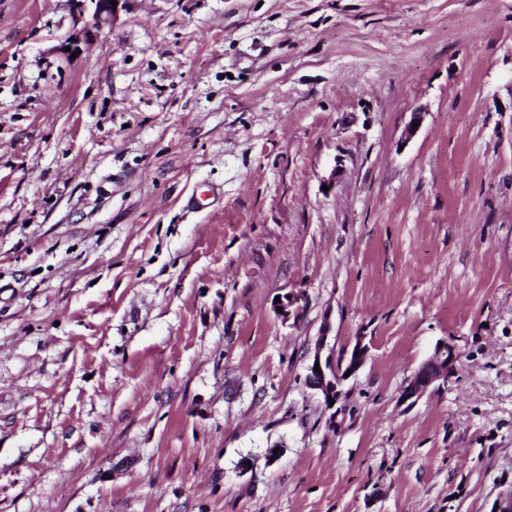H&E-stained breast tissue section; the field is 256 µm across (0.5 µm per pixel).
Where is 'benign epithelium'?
I'll use <instances>...</instances> for the list:
<instances>
[{
  "label": "benign epithelium",
  "mask_w": 512,
  "mask_h": 512,
  "mask_svg": "<svg viewBox=\"0 0 512 512\" xmlns=\"http://www.w3.org/2000/svg\"><path fill=\"white\" fill-rule=\"evenodd\" d=\"M87 1L95 4L92 28L97 29L101 24L111 20L115 13L112 0H73L77 12L84 11ZM301 300L302 294L298 292H289L280 297L276 307L282 308V312L278 313L282 322L296 323L300 320L303 313ZM329 331L330 324L326 321L322 334L316 341L313 363L309 365L306 377L308 385L319 391L326 401L341 397L343 384L347 381L345 373L356 374L367 356V347L364 338L361 337L352 349L345 367L341 368L334 364L332 356H323ZM460 359L461 352L457 346L448 341L438 343L432 356L413 374L402 390L400 402L411 406L429 390L448 384V378L455 372Z\"/></svg>",
  "instance_id": "1"
}]
</instances>
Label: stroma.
Instances as JSON below:
<instances>
[{
	"instance_id": "1",
	"label": "stroma",
	"mask_w": 512,
	"mask_h": 512,
	"mask_svg": "<svg viewBox=\"0 0 512 512\" xmlns=\"http://www.w3.org/2000/svg\"><path fill=\"white\" fill-rule=\"evenodd\" d=\"M91 16L0 0V512H499L512 0H120L63 56ZM279 298L280 302L276 303V310L282 322L288 323L291 320H293V324L298 322L303 313L304 307L300 304L302 294L298 292H289ZM279 307H282V312L278 311ZM329 331L330 324L326 322L323 325L321 336H318L316 341L314 357L308 367L306 381L311 388L319 391L325 402L332 407L343 393L342 386L344 382L354 376L364 364L367 356V347L363 342V338H359L347 359L345 368L343 369L342 366L338 367L337 364H334L330 354L326 357H323L322 354ZM316 362H319L321 373H317L315 370ZM348 371H351V374L345 377V373ZM329 398L334 399L333 405H330ZM460 359L461 352L457 346L448 341L438 343L432 356L402 390L400 402L409 407L430 389H439L448 384V378L455 372Z\"/></svg>"
}]
</instances>
